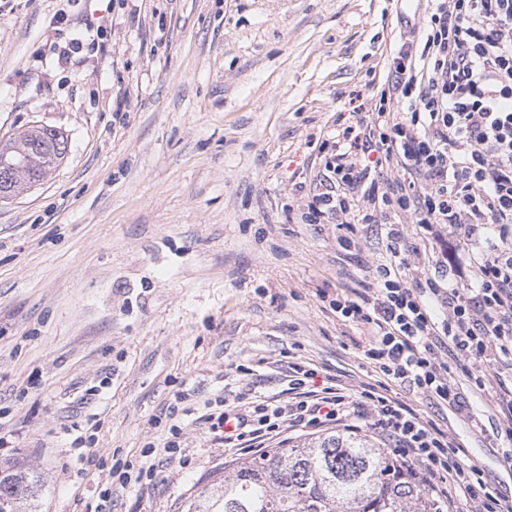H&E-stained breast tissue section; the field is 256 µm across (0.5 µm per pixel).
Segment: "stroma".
I'll return each instance as SVG.
<instances>
[{"mask_svg": "<svg viewBox=\"0 0 512 512\" xmlns=\"http://www.w3.org/2000/svg\"><path fill=\"white\" fill-rule=\"evenodd\" d=\"M428 10L0 0V139L35 122L68 138L42 184L0 199V468L43 483L20 512H182L247 455L203 428L205 402L281 398L296 364L352 394L382 382L366 331L329 302L369 288L387 241L344 252V228L299 215L321 142L378 100ZM390 390L512 495L493 388L467 416ZM170 441L150 483L120 486Z\"/></svg>", "mask_w": 512, "mask_h": 512, "instance_id": "35a3bbf8", "label": "stroma"}]
</instances>
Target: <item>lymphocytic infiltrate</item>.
<instances>
[{"label": "lymphocytic infiltrate", "mask_w": 512, "mask_h": 512, "mask_svg": "<svg viewBox=\"0 0 512 512\" xmlns=\"http://www.w3.org/2000/svg\"><path fill=\"white\" fill-rule=\"evenodd\" d=\"M430 2L419 38L388 61L375 119L356 109L338 129L336 154L300 215L305 224L385 227L390 256L373 288L332 302L343 321L369 328L365 355L385 384L354 396L313 386L314 370L297 366L287 403L264 400L247 415L228 405L204 420L226 443L250 448L288 427L365 421L438 504L453 495L478 512H512V497L464 464L447 432L387 388L419 390L461 413L465 389L486 387L474 365L512 367V0ZM407 215L442 243L432 268L404 259Z\"/></svg>", "instance_id": "f902f5d3"}]
</instances>
